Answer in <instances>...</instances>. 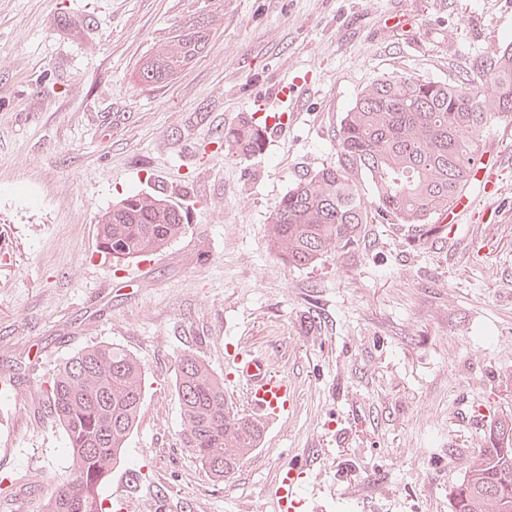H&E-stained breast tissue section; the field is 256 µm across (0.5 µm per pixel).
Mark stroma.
Segmentation results:
<instances>
[{
	"instance_id": "stroma-1",
	"label": "stroma",
	"mask_w": 512,
	"mask_h": 512,
	"mask_svg": "<svg viewBox=\"0 0 512 512\" xmlns=\"http://www.w3.org/2000/svg\"><path fill=\"white\" fill-rule=\"evenodd\" d=\"M205 43L177 75L138 68L175 36ZM512 43V0H0V475H27L12 512L67 475L63 430L39 387L99 343L145 367V407L101 488L128 512H279L302 471L321 512H452L485 446V407L512 413V122L484 135L502 193L456 236L369 225L314 268L270 251L266 227L304 173L336 160V131L377 78L445 81ZM293 88L262 154L217 142L260 98ZM165 193L191 230L115 263L97 221L132 192ZM249 347L288 378L295 405L227 482L179 444L175 361L230 381ZM274 496L280 511L288 512L289 510L299 508L308 509L307 511L309 512L317 510V506L314 504L307 503L304 500H297L296 491L291 478L288 477V472L285 477L279 481Z\"/></svg>"
}]
</instances>
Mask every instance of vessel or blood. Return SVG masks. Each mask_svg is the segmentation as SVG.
I'll use <instances>...</instances> for the list:
<instances>
[{
	"mask_svg": "<svg viewBox=\"0 0 512 512\" xmlns=\"http://www.w3.org/2000/svg\"><path fill=\"white\" fill-rule=\"evenodd\" d=\"M477 211L469 197H461L455 207L441 218L450 231H459L462 224L474 220ZM235 373L242 384L252 412L273 423L286 417L293 405L288 382L274 372L265 358L252 351L236 356ZM280 512H298L303 503L296 498V491L290 477H283L274 493Z\"/></svg>",
	"mask_w": 512,
	"mask_h": 512,
	"instance_id": "obj_1",
	"label": "vessel or blood"
}]
</instances>
